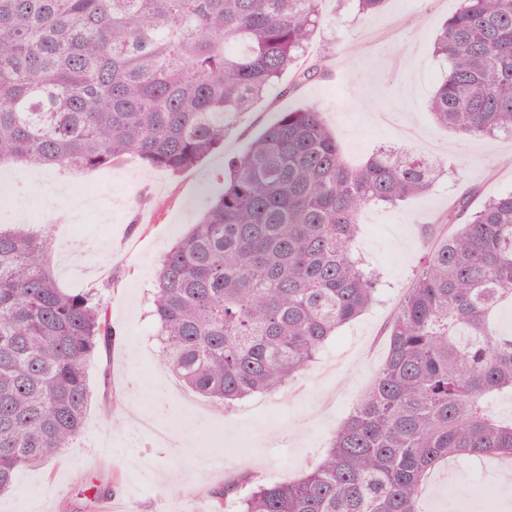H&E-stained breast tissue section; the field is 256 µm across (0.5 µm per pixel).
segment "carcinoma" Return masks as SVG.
<instances>
[{"mask_svg":"<svg viewBox=\"0 0 512 512\" xmlns=\"http://www.w3.org/2000/svg\"><path fill=\"white\" fill-rule=\"evenodd\" d=\"M322 0H0V164L72 172L134 157L179 174L224 145L290 70ZM428 103L467 138L512 137V0H462L437 30ZM224 190L160 260L150 314L163 366L218 406L297 378L376 300L359 215L426 196L417 150L348 163L323 112L281 114L225 165ZM388 327L376 375L302 477L241 472L211 512H418L449 459L512 458V191L448 210ZM48 234L0 229V493L81 437L88 359L109 349L100 292L60 288Z\"/></svg>","mask_w":512,"mask_h":512,"instance_id":"1","label":"carcinoma"}]
</instances>
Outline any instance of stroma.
Instances as JSON below:
<instances>
[{
  "instance_id": "35a3bbf8",
  "label": "stroma",
  "mask_w": 512,
  "mask_h": 512,
  "mask_svg": "<svg viewBox=\"0 0 512 512\" xmlns=\"http://www.w3.org/2000/svg\"><path fill=\"white\" fill-rule=\"evenodd\" d=\"M456 6L457 0H387L378 13L358 18L347 0H323L326 21L305 59L321 64L322 76L299 83L285 73L241 115L223 148L180 174L130 157L83 173L0 166V183L12 186L0 196V224L21 220L52 234L58 286L96 290L114 282L104 290L112 347L88 366L95 403L82 438L60 457L19 472L0 495V512H89L92 482L110 485L128 512H209L213 492L242 469L288 481L319 459L383 361L398 301L426 245L447 232L454 200L468 190L478 205L512 191V140L459 139L427 110L442 72L433 36ZM301 104L325 111L350 162L384 145L404 146L411 129L414 148L434 151L443 173L427 197L362 214L356 248L383 274L377 302L340 328L296 383L227 412L174 385L159 366L150 316L157 266L223 189L225 159ZM105 398L112 401L108 414L98 405ZM144 416L166 430L165 439L141 426ZM500 469L495 461L445 464L428 482L421 512H459L481 491L491 492L496 506L479 505V512H512Z\"/></svg>"
}]
</instances>
